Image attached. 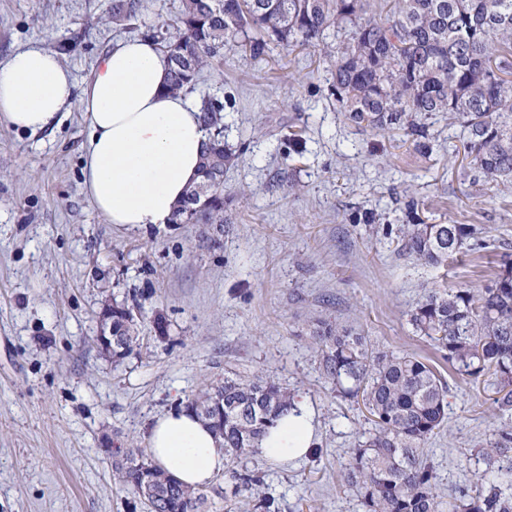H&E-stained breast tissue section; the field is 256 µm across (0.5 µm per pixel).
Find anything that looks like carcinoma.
I'll use <instances>...</instances> for the list:
<instances>
[{
  "instance_id": "1",
  "label": "carcinoma",
  "mask_w": 512,
  "mask_h": 512,
  "mask_svg": "<svg viewBox=\"0 0 512 512\" xmlns=\"http://www.w3.org/2000/svg\"><path fill=\"white\" fill-rule=\"evenodd\" d=\"M180 0L174 25L149 28L172 62L168 89L195 90L199 73L226 50L263 58L269 44L316 48L330 29L349 28L332 70V94L347 118L377 130H396L423 153L433 150L425 120L441 113L461 128L464 150L479 172L512 184V0ZM137 18L133 0H113L112 19ZM225 103L201 100L209 140L201 180L187 192L203 202L180 205L172 224L224 223ZM403 250L440 266L474 234L468 224H404ZM137 301L112 305L120 359L137 341ZM409 322L465 379L480 380L500 416L496 438L477 450V482L436 492L427 444L448 419V385L421 358L374 352L343 326L316 331L322 373L342 398L361 400L372 431L354 451L347 479L363 512H512V259L503 260L480 289H433L409 312ZM222 396L224 413L199 406ZM294 405L288 388L271 378L224 376L188 402L224 441L230 495L254 512H279L262 491L263 476L241 465L259 454L266 429ZM119 483L142 497L149 512H203L208 495L165 475L140 448H115Z\"/></svg>"
}]
</instances>
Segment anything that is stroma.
<instances>
[{
	"label": "stroma",
	"mask_w": 512,
	"mask_h": 512,
	"mask_svg": "<svg viewBox=\"0 0 512 512\" xmlns=\"http://www.w3.org/2000/svg\"><path fill=\"white\" fill-rule=\"evenodd\" d=\"M135 2L123 26L112 0H0V62L39 44L85 84L112 43L171 23L179 6ZM326 42L276 44L262 61L228 51L199 75L195 96L231 103L224 224L107 223L83 186L79 105L36 133L0 118V512H147L115 482L113 448H147L158 418L228 369L276 377L312 416L317 456L246 462L280 512H362L344 471L372 424L323 376L320 321L424 358L448 385V423L428 445L437 489L481 474L471 451L493 439L496 408L407 313L429 289L484 286L512 257V189L457 154L460 128L445 116L429 156L348 121L331 93L342 41ZM414 217L475 233L437 269L401 248ZM130 297L140 341L115 361L95 338L107 305Z\"/></svg>",
	"instance_id": "obj_1"
}]
</instances>
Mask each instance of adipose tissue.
Masks as SVG:
<instances>
[{
	"mask_svg": "<svg viewBox=\"0 0 512 512\" xmlns=\"http://www.w3.org/2000/svg\"><path fill=\"white\" fill-rule=\"evenodd\" d=\"M170 68L168 53L154 41L120 40L80 87L55 52L33 45L0 62V118L36 132L79 103L89 128L83 186L92 203L111 224H165L198 181L208 140L198 103L168 92ZM313 435L307 411L297 404L268 429L260 452L269 460H294L308 453ZM148 444L156 464L193 487L208 486L226 468L223 446L189 409L159 418Z\"/></svg>",
	"mask_w": 512,
	"mask_h": 512,
	"instance_id": "obj_1",
	"label": "adipose tissue"
}]
</instances>
